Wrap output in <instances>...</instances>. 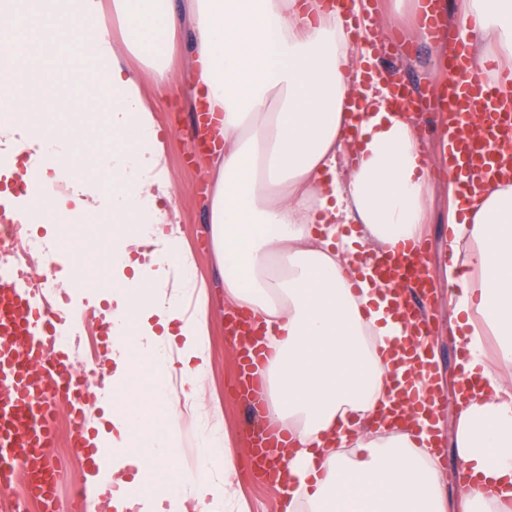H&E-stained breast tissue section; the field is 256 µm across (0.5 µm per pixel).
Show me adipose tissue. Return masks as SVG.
Returning a JSON list of instances; mask_svg holds the SVG:
<instances>
[{
  "label": "adipose tissue",
  "mask_w": 512,
  "mask_h": 512,
  "mask_svg": "<svg viewBox=\"0 0 512 512\" xmlns=\"http://www.w3.org/2000/svg\"><path fill=\"white\" fill-rule=\"evenodd\" d=\"M458 8L473 68L512 74V0ZM102 11V0H0V73L56 41L75 45L76 61L46 72V86L74 118L99 117L112 135L84 145L72 130L21 120L29 97L17 88L0 93V154L12 171L37 174L43 215L112 226V387L137 377L143 393L138 406L105 410L95 440L137 443L129 468L165 472L153 512L242 506L218 426L200 446L205 469L221 460L223 483L169 465L183 417L216 414L204 389L212 307L191 274L148 76L157 98L203 91L224 141L205 170L209 242L225 301L263 331L264 416L288 433L289 512H512V183L458 190L448 214L454 334L465 371L481 381L453 408L464 476L451 499L430 419L405 428L392 415L422 385L388 356L408 332L364 261L369 250L419 245L435 168L412 119L387 109L381 83L365 90L362 120L345 110L367 54L348 30L365 5L112 0L119 48ZM177 51L189 74L172 67Z\"/></svg>",
  "instance_id": "obj_1"
}]
</instances>
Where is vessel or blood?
<instances>
[{
	"label": "vessel or blood",
	"instance_id": "obj_1",
	"mask_svg": "<svg viewBox=\"0 0 512 512\" xmlns=\"http://www.w3.org/2000/svg\"><path fill=\"white\" fill-rule=\"evenodd\" d=\"M419 25L424 37L440 42L448 37V18L444 0H419ZM402 46L392 40L384 47V71L379 77L390 87V103L398 112H434L440 116L436 132L441 139L443 165L450 176L466 178L469 185L512 178V77L489 79L476 73L469 64L466 36H458L457 48L446 66L447 73L438 86L428 92L413 88L392 66ZM27 84L40 90L39 74L21 68L12 78L0 81V91ZM478 120L476 133L462 134L461 128ZM373 271L383 281L402 284L395 294L392 310L411 323L410 348L398 349V363L412 364L425 395L414 401L407 420L420 411L447 408L437 380L433 360L414 358L413 352L431 338V325L423 308L434 288L423 248L403 256H377ZM75 318L62 305L42 306L24 276L0 272V488L23 485L24 494L16 498L12 512H87L82 491L70 499L58 490L68 471L66 463L53 453L58 443L57 411L66 402L69 414V445L78 459L104 471L112 457L109 449L91 445L83 409L86 388L74 373L67 350L58 346L62 330ZM238 342V389L251 410L263 403L261 376L256 369L260 350L255 331L246 316L227 323ZM278 429L263 424L251 440L249 467L260 472L266 485L282 484L286 476L272 458L281 448Z\"/></svg>",
	"mask_w": 512,
	"mask_h": 512
}]
</instances>
